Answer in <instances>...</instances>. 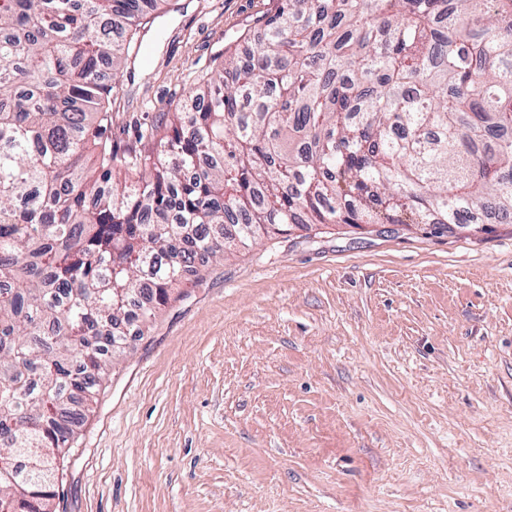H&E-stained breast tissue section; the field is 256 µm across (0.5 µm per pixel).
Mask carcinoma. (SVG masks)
<instances>
[{
  "instance_id": "cac0c4a2",
  "label": "carcinoma",
  "mask_w": 512,
  "mask_h": 512,
  "mask_svg": "<svg viewBox=\"0 0 512 512\" xmlns=\"http://www.w3.org/2000/svg\"><path fill=\"white\" fill-rule=\"evenodd\" d=\"M144 2L0 0V512H51L71 406L196 258L298 224L512 216V0H281L174 113L190 134L120 156Z\"/></svg>"
}]
</instances>
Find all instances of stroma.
<instances>
[{"label": "stroma", "mask_w": 512, "mask_h": 512, "mask_svg": "<svg viewBox=\"0 0 512 512\" xmlns=\"http://www.w3.org/2000/svg\"><path fill=\"white\" fill-rule=\"evenodd\" d=\"M280 0H172L112 99L155 152ZM54 512H512V222L310 224L203 259L127 337Z\"/></svg>", "instance_id": "1"}]
</instances>
